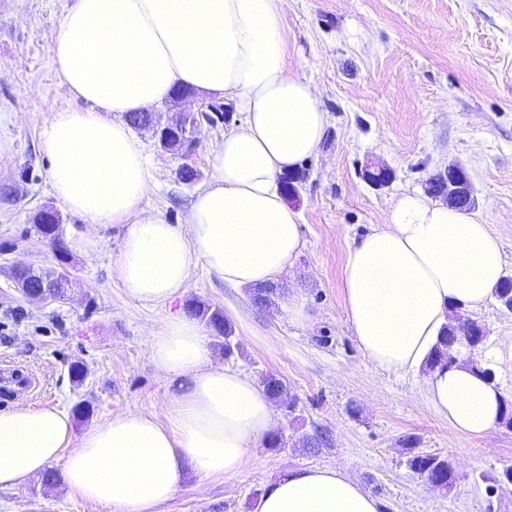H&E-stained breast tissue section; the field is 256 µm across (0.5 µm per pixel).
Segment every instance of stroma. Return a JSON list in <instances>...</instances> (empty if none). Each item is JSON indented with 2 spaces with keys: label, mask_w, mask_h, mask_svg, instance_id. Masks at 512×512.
I'll return each mask as SVG.
<instances>
[{
  "label": "stroma",
  "mask_w": 512,
  "mask_h": 512,
  "mask_svg": "<svg viewBox=\"0 0 512 512\" xmlns=\"http://www.w3.org/2000/svg\"><path fill=\"white\" fill-rule=\"evenodd\" d=\"M68 5L0 0V363L36 374L30 401L68 411L90 403L89 419L73 423L78 435L129 411L166 420L169 384L151 359L150 339L165 316L200 301L223 310L239 345L228 356L211 338L215 359L258 381L280 378L296 407L276 409L286 447L261 446V464L233 477L187 474L160 512H254L283 468L310 466L342 470L376 498L379 512H512V486L499 481L512 467V428L457 433L428 399V373L374 368L347 321L342 283L348 246L381 223L401 193L422 189L450 164L467 170L474 212L512 277V0H288V64L317 87L329 117L320 153L304 162L306 178L290 201L306 242L294 279L311 316L305 325L279 305L256 307L246 289L201 268L173 301L133 299L112 271L126 232L120 225L96 228V252L71 254L68 299L32 301L16 291L13 265L57 264L34 227L37 211L60 209L67 237L86 226L61 210L39 140L43 117L74 105L49 50ZM244 118L230 104L223 120L199 128L188 156L136 131L152 161L144 214L184 226L225 133ZM185 164L198 172L194 183L178 177ZM370 164L392 169V182L367 183L362 172ZM469 316L486 327L497 382L512 398V312L490 299ZM75 361L87 368L79 385L68 373ZM410 436L417 451L453 463L451 491L409 468ZM0 512L114 510L31 479L0 490Z\"/></svg>",
  "instance_id": "obj_1"
}]
</instances>
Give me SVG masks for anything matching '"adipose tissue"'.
<instances>
[{
	"mask_svg": "<svg viewBox=\"0 0 512 512\" xmlns=\"http://www.w3.org/2000/svg\"><path fill=\"white\" fill-rule=\"evenodd\" d=\"M287 0H71L50 42L77 108L42 120L41 150L58 201L90 225L71 248L94 252L97 226L127 225L113 270L145 304L182 295L193 271L235 288L287 279L305 248L301 216L279 180L317 155L327 114L316 88L288 65ZM237 101L242 125L225 134L209 185L186 227L143 215L148 161L125 116L173 87ZM500 248L475 214L420 191L401 194L381 225L349 246L344 306L368 360L394 373L422 368L453 307L481 308L502 270ZM170 386L166 421L126 412L75 434L51 405L0 410V489L63 464L67 492L116 512H154L186 468L232 476L259 461L278 426L272 401L242 371L214 362L202 326L166 317L150 342ZM500 388L466 364L431 372L428 397L451 428L482 436L499 423ZM255 512H379L336 468L286 469Z\"/></svg>",
	"mask_w": 512,
	"mask_h": 512,
	"instance_id": "adipose-tissue-1",
	"label": "adipose tissue"
}]
</instances>
